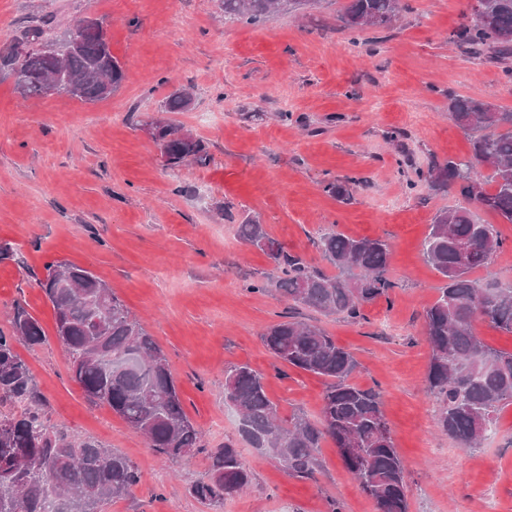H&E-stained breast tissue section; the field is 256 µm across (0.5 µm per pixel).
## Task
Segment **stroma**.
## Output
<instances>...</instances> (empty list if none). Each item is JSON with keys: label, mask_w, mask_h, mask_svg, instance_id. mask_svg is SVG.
Wrapping results in <instances>:
<instances>
[{"label": "stroma", "mask_w": 512, "mask_h": 512, "mask_svg": "<svg viewBox=\"0 0 512 512\" xmlns=\"http://www.w3.org/2000/svg\"><path fill=\"white\" fill-rule=\"evenodd\" d=\"M345 0H316L258 25L225 20L217 0H0V41L39 17L65 29L106 17L113 55L127 78L94 104L66 97L21 99L0 80V333L17 308L45 341L18 346L43 397L44 418L116 449L142 479L102 512H376L343 468L331 439L314 476H289L238 434L224 403V370L246 364L266 377L281 417H320L324 379L277 361L261 335L291 315L349 349L352 383L382 396L402 457L408 512H512V405L494 434L463 448L437 431L439 402L425 392L430 348L423 313L441 276L422 255L436 214L462 205L457 188L429 190L418 174L470 152L448 99L512 109V59L474 57L450 43L470 0H407L386 29L352 40ZM189 111L174 113L208 146L207 166L165 167L142 126L175 88ZM290 111L291 119L276 115ZM348 182L342 203L324 192ZM259 216L270 237L327 269L315 242L324 228L386 240V297L353 321L289 308L273 289L247 283L275 275L273 261L240 241L237 224ZM79 265L119 296L166 354L183 406L205 449L168 461L70 378L50 302L38 287L51 262ZM236 441L251 489L210 508L187 492L209 468L208 449Z\"/></svg>", "instance_id": "stroma-1"}]
</instances>
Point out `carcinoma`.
<instances>
[{
    "mask_svg": "<svg viewBox=\"0 0 512 512\" xmlns=\"http://www.w3.org/2000/svg\"><path fill=\"white\" fill-rule=\"evenodd\" d=\"M475 20L451 34L458 46L474 53L512 57V0H480ZM312 0H220L224 19L246 25L265 22L285 6L302 9ZM405 8L401 0H347L340 14L355 37L389 27ZM53 18L22 31L0 53V70L17 69L14 91L23 99L46 96L49 79L59 75L56 95L91 104L106 99L125 79V71L104 29V21L81 30L80 45L61 50L62 69L48 50L45 29ZM190 96L171 92L159 112H186ZM448 112L469 132L470 157L432 165L421 178L435 192L452 185L466 199L512 224V111L493 102L449 98ZM165 165H204L205 142L170 119L153 118ZM489 169L483 175L481 169ZM238 237L276 265L275 290L296 307L323 315L364 318V307L395 287L388 276L391 250L379 238H355L326 229L317 246L336 273L327 274L291 255L272 239L259 217L237 227ZM504 241L490 224L465 207L440 212L424 241L423 256L444 279L437 301L425 311L431 350L428 394L442 402L437 426L463 448H475L492 431L499 412L512 404V352L488 346L474 330L481 320L512 333V280L471 278L489 268ZM52 305L56 336L69 356L72 379L88 400L109 406L146 439L155 453L178 460L202 451V435L184 411L168 360L124 302L101 279L80 266L52 262L37 282ZM282 364L327 381L321 420L296 415L284 424L268 398L264 377L248 365L224 369V403L237 412L240 435L251 447L277 460L297 478L319 467L323 438L336 445L344 468L374 501L376 512H408L404 467L381 409L380 392L349 382L357 368L353 355L317 325L297 320L271 324L262 334ZM45 341L39 322L17 309L13 331L0 333V403L19 411L0 414V512H101L107 499L128 495L141 480L137 467L102 442L46 424L42 400L17 345L33 349ZM355 448L357 452L347 453ZM210 467L188 492L221 507L246 490L252 473L231 441L208 449Z\"/></svg>",
    "mask_w": 512,
    "mask_h": 512,
    "instance_id": "obj_1",
    "label": "carcinoma"
}]
</instances>
